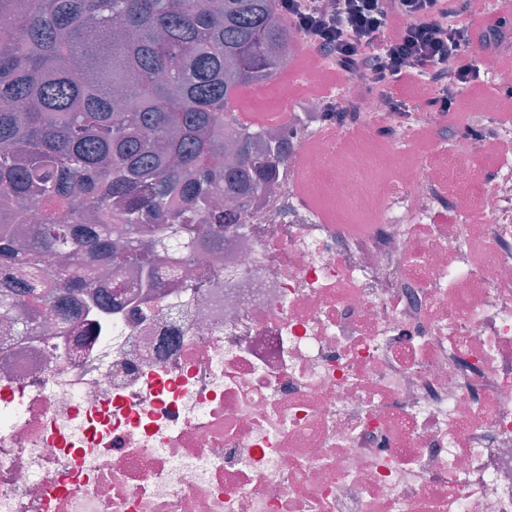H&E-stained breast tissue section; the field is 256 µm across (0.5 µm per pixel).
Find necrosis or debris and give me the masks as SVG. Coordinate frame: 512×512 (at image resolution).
Returning <instances> with one entry per match:
<instances>
[{
    "mask_svg": "<svg viewBox=\"0 0 512 512\" xmlns=\"http://www.w3.org/2000/svg\"><path fill=\"white\" fill-rule=\"evenodd\" d=\"M360 108L309 98L277 187L152 298L127 268L111 309L0 313V512H512V120L464 160L447 115Z\"/></svg>",
    "mask_w": 512,
    "mask_h": 512,
    "instance_id": "necrosis-or-debris-1",
    "label": "necrosis or debris"
}]
</instances>
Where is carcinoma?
I'll return each mask as SVG.
<instances>
[{
    "instance_id": "cac0c4a2",
    "label": "carcinoma",
    "mask_w": 512,
    "mask_h": 512,
    "mask_svg": "<svg viewBox=\"0 0 512 512\" xmlns=\"http://www.w3.org/2000/svg\"><path fill=\"white\" fill-rule=\"evenodd\" d=\"M295 40L273 0H0V270H15L0 308L29 331L76 292L107 306L92 271L134 267L154 288L168 239L241 223L290 146L229 101Z\"/></svg>"
}]
</instances>
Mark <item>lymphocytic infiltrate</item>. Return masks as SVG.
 Masks as SVG:
<instances>
[{
    "label": "lymphocytic infiltrate",
    "mask_w": 512,
    "mask_h": 512,
    "mask_svg": "<svg viewBox=\"0 0 512 512\" xmlns=\"http://www.w3.org/2000/svg\"><path fill=\"white\" fill-rule=\"evenodd\" d=\"M283 21L338 78L365 95L384 96L396 112L410 111L396 95L403 83L429 90L428 105L459 108L463 87L481 83L482 54L501 43L512 11L482 27L471 23L470 0H276Z\"/></svg>",
    "instance_id": "lymphocytic-infiltrate-1"
}]
</instances>
